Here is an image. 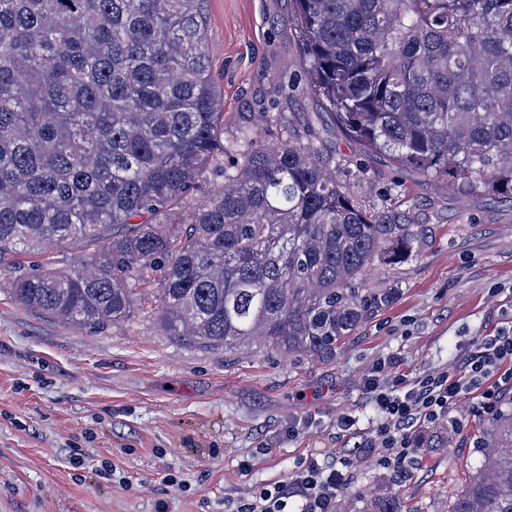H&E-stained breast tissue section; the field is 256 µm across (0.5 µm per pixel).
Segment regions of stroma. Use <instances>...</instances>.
Instances as JSON below:
<instances>
[{"label": "stroma", "instance_id": "35a3bbf8", "mask_svg": "<svg viewBox=\"0 0 512 512\" xmlns=\"http://www.w3.org/2000/svg\"><path fill=\"white\" fill-rule=\"evenodd\" d=\"M205 9L225 131L254 124L258 103L285 111L297 134L335 156L361 205L413 210L427 244L420 257L368 275L370 287L396 295L331 361L181 341L147 306L122 323L79 329L21 308L0 281V512H225L250 484L284 476L297 455L336 447L339 416L371 431L361 379L377 360L396 358L409 379L449 369L512 308L511 203L459 197L447 180L350 141L301 91L286 0H207ZM489 424L470 418L400 483L361 460L352 485L360 497L340 498L336 512H369L394 487L404 512H448ZM247 455L244 478L237 464ZM169 473L185 488L167 486Z\"/></svg>", "mask_w": 512, "mask_h": 512}]
</instances>
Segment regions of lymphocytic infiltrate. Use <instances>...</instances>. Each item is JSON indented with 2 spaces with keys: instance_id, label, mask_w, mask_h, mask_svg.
<instances>
[{
  "instance_id": "obj_1",
  "label": "lymphocytic infiltrate",
  "mask_w": 512,
  "mask_h": 512,
  "mask_svg": "<svg viewBox=\"0 0 512 512\" xmlns=\"http://www.w3.org/2000/svg\"><path fill=\"white\" fill-rule=\"evenodd\" d=\"M393 359L372 365L362 377L368 402L377 414L374 429L365 435L353 417L336 421V437L346 449L335 457L318 448L296 457L285 478L256 483L232 500L230 512H336V503L354 478L353 467L370 456L405 479L424 453V430L464 427L455 414L462 400L471 403L472 416L496 415L505 394H512V325H502L480 337L473 350L461 355L453 369L427 372L406 381L394 371Z\"/></svg>"
}]
</instances>
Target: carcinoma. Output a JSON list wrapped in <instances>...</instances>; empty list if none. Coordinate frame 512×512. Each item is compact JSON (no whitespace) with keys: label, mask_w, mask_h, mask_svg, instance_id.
<instances>
[{"label":"carcinoma","mask_w":512,"mask_h":512,"mask_svg":"<svg viewBox=\"0 0 512 512\" xmlns=\"http://www.w3.org/2000/svg\"><path fill=\"white\" fill-rule=\"evenodd\" d=\"M204 3L0 0V272L19 306L75 327L152 294L167 336L330 361L394 298L367 268L420 256L427 229L361 207L286 105L259 109L275 146L249 125L224 137ZM288 23L303 91L354 143L512 200V0H288ZM50 244L88 253L25 270ZM476 448L448 512H512V410ZM373 512H402L399 493Z\"/></svg>","instance_id":"cac0c4a2"}]
</instances>
